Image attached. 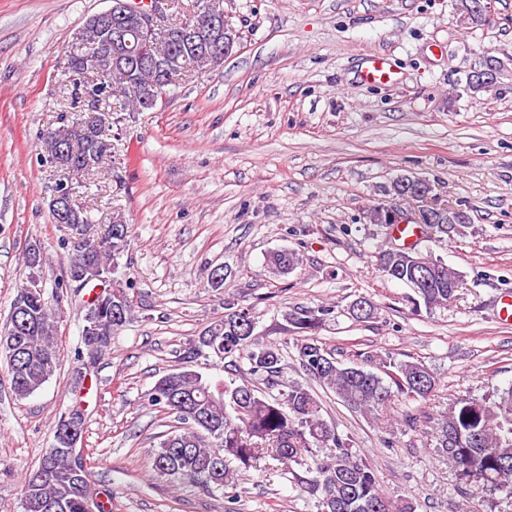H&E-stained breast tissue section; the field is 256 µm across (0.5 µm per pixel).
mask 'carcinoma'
Masks as SVG:
<instances>
[{
    "label": "carcinoma",
    "instance_id": "obj_1",
    "mask_svg": "<svg viewBox=\"0 0 512 512\" xmlns=\"http://www.w3.org/2000/svg\"><path fill=\"white\" fill-rule=\"evenodd\" d=\"M196 0H176L174 18L163 24L173 30L149 39L143 59L131 64L133 71L122 78L112 71V30L128 22L102 17L85 21L71 45L69 68L77 75H92L97 95L116 97L121 111L136 107L150 89L157 68L176 78L208 65L204 54L216 42H224V29L206 30L192 48L175 47L181 19L195 8ZM67 139L42 136L49 159L62 171L92 175L111 155L108 140L110 123L101 114L64 127ZM58 223L57 219H52ZM69 232L82 231L91 238L86 249L72 247L68 238L66 280L57 284L70 287L71 276L94 269L112 274V262L129 246L128 224L119 220L108 226L102 238L91 236L87 209L78 203L66 209L64 221ZM379 267L390 279L412 288L428 310L448 306L460 288V275L440 259L416 250L389 249L379 252ZM302 263L300 255L288 249L267 256L268 271L285 276ZM29 274L40 275L43 255L36 244L23 254ZM121 295L120 316L112 313L108 300L95 303L84 320L91 331L82 333L85 353L94 340L102 345L92 355L98 359L111 344L112 336L131 316L132 300L128 285L113 279ZM30 320L9 317L5 330H14L10 339L20 348V357L7 364L16 396L32 395L53 376L58 366L55 316L44 296L29 300ZM326 307L296 308L287 314L291 325L304 334L297 346L305 371L331 390L338 401L352 412L371 419L389 431L397 419L388 413L394 397L407 401L427 399L437 381L419 361L382 360L383 374L347 364L328 352L315 337ZM252 317L247 309L227 304L224 317L205 327L195 343L183 352V366L157 380L149 393L153 406L176 415L180 431L164 435L151 451L155 474L173 483H186L206 492L222 491L233 483L234 470H247L264 453L297 465L314 464L316 476L303 491L316 497L318 512H416L407 498L392 499L380 488L374 468L353 455L349 443L323 416V407L308 387L281 380L284 357L273 344L255 342L250 332ZM216 345L222 346L223 359L237 352L246 353L250 371L259 374L267 386H283L277 397H268L251 382L214 381L192 368V363ZM432 435L438 452L454 467L459 480L476 490L512 499V386L481 398H462L433 420ZM237 463L232 468L231 463ZM98 497L93 472L79 465L64 440H56L38 466L22 484L23 512H87L90 500Z\"/></svg>",
    "mask_w": 512,
    "mask_h": 512
}]
</instances>
